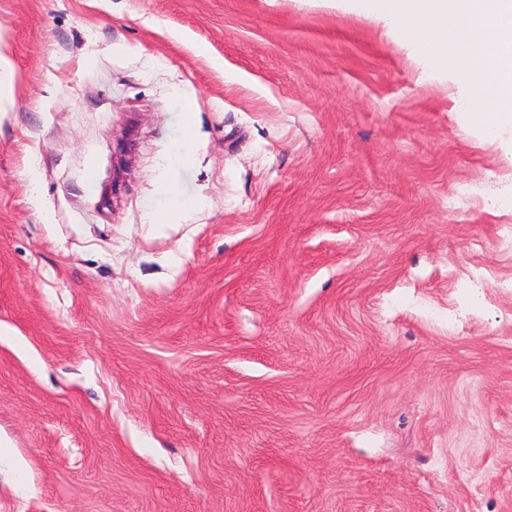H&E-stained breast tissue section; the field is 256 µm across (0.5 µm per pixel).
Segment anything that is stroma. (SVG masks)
<instances>
[{
  "mask_svg": "<svg viewBox=\"0 0 512 512\" xmlns=\"http://www.w3.org/2000/svg\"><path fill=\"white\" fill-rule=\"evenodd\" d=\"M0 56V512H512L454 70L346 0H0Z\"/></svg>",
  "mask_w": 512,
  "mask_h": 512,
  "instance_id": "stroma-1",
  "label": "stroma"
}]
</instances>
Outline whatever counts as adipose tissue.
I'll return each mask as SVG.
<instances>
[{
	"label": "adipose tissue",
	"mask_w": 512,
	"mask_h": 512,
	"mask_svg": "<svg viewBox=\"0 0 512 512\" xmlns=\"http://www.w3.org/2000/svg\"><path fill=\"white\" fill-rule=\"evenodd\" d=\"M375 17L392 22L410 37L430 63L465 69L480 45L478 33H491L497 50V76L471 77L466 86L468 118L488 138L512 127V0H364ZM453 43H446V35Z\"/></svg>",
	"instance_id": "ef3b65f1"
}]
</instances>
